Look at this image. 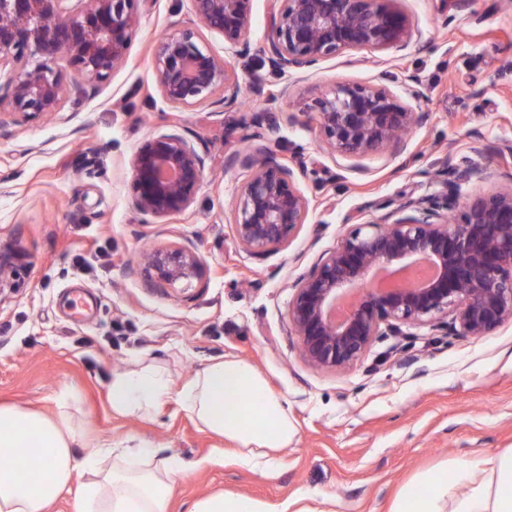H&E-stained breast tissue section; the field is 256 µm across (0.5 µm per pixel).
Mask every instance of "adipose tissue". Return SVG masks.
I'll use <instances>...</instances> for the list:
<instances>
[{"instance_id":"adipose-tissue-1","label":"adipose tissue","mask_w":512,"mask_h":512,"mask_svg":"<svg viewBox=\"0 0 512 512\" xmlns=\"http://www.w3.org/2000/svg\"><path fill=\"white\" fill-rule=\"evenodd\" d=\"M178 400L203 429L235 445L240 461L266 471L295 438L288 402L245 361L227 358L174 387L157 367L117 371L110 383L114 414L148 418ZM80 426L59 399L55 413L0 405V448L14 449L0 466V512H44L67 491L73 472L88 469L91 481L74 512H167L174 480L186 470L175 457L156 458L147 441L130 434L105 442L111 467L95 458L76 459ZM468 490L452 495L446 480L431 478L424 494L405 495L391 512H512V455L470 463Z\"/></svg>"}]
</instances>
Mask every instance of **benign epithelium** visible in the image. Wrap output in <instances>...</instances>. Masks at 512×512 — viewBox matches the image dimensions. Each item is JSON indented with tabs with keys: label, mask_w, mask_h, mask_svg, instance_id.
<instances>
[{
	"label": "benign epithelium",
	"mask_w": 512,
	"mask_h": 512,
	"mask_svg": "<svg viewBox=\"0 0 512 512\" xmlns=\"http://www.w3.org/2000/svg\"><path fill=\"white\" fill-rule=\"evenodd\" d=\"M140 0H0V116H51L71 90L66 79L102 83L130 55ZM200 23L224 36L229 59L205 45L200 30L184 27L161 36L153 51L164 99L189 109L220 92L228 112L239 104L236 68L251 62L253 0H192ZM404 0H271L263 49L270 68L284 73L346 51L405 49L413 36ZM315 112L324 141L339 156L360 158L404 148L403 134L425 121L390 89L343 82L304 107ZM248 171L232 214L234 237L262 256L288 243L306 223L311 202L296 186L303 162L288 160L256 135L245 153L227 158ZM132 204L155 217L185 212L204 179L205 159L191 140L168 133L135 153ZM473 162L443 190L397 206L372 202L381 212L359 223L311 273L298 279L288 303L302 354L317 369L354 365L378 336H399L406 325L432 321L462 336H485L512 323V188L472 199L453 222L462 185L484 178ZM426 262L433 274L416 288H374L384 270ZM203 258L173 246L152 251L144 270L173 286L200 276Z\"/></svg>",
	"instance_id": "7a95c632"
}]
</instances>
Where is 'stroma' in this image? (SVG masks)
<instances>
[{
    "mask_svg": "<svg viewBox=\"0 0 512 512\" xmlns=\"http://www.w3.org/2000/svg\"><path fill=\"white\" fill-rule=\"evenodd\" d=\"M269 0H253L252 69L240 73L241 105L177 110L158 87L152 53L163 34L198 26L191 0H141L128 59L106 82L68 96L59 113L0 125V404L44 413L67 392L84 441L136 434L158 456L188 466L168 512H190L211 495L246 496L306 512H391L447 472L458 490L460 462L512 453V323L481 336H455L439 322L377 339L354 366L307 363L288 316L292 286L337 248L353 223L374 218L372 202H401L437 190L441 169L475 159L483 180L463 185L455 206L512 187V0H405L413 37L403 50L345 52L279 74L263 65ZM382 85L427 115L403 152L361 158L332 154L304 106L334 84ZM263 95L252 91L253 85ZM287 89L267 105L266 91ZM273 111L264 129L272 149L305 162L299 187L312 209L288 244L248 255L231 215L248 172L225 166L245 151L254 113ZM179 133L205 158L204 181L183 214L155 217L132 204L130 161L147 140ZM180 245L205 267L191 286H158L141 272L143 253ZM96 300L90 315L70 310L74 292ZM228 357L257 368L289 402L297 434L275 475L239 466L232 446L200 430L177 402L147 420L113 414V371L157 363L174 385Z\"/></svg>",
    "mask_w": 512,
    "mask_h": 512,
    "instance_id": "1",
    "label": "stroma"
}]
</instances>
